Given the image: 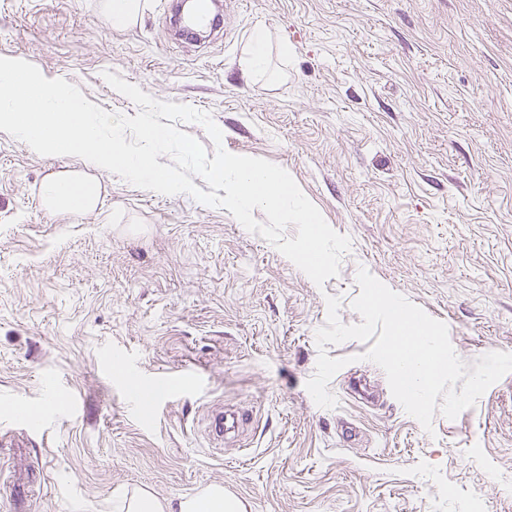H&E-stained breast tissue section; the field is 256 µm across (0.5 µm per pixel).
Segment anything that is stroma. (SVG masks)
I'll use <instances>...</instances> for the list:
<instances>
[{
    "instance_id": "1",
    "label": "stroma",
    "mask_w": 512,
    "mask_h": 512,
    "mask_svg": "<svg viewBox=\"0 0 512 512\" xmlns=\"http://www.w3.org/2000/svg\"><path fill=\"white\" fill-rule=\"evenodd\" d=\"M269 37L266 73L246 63ZM291 51L281 56L279 47ZM0 57L64 79L106 111L138 108L111 72L209 112L230 153L285 169L351 240L315 283L229 210L114 174L100 206L47 212L39 186L84 170L0 131V512H123L222 486L246 512H512V372L424 429L368 343L317 406L306 389L326 298L339 318L367 269L443 321L460 359L512 352V0H231L195 46L169 0L117 29L102 0H0ZM170 380L144 415L128 386ZM253 423L216 449L218 403ZM268 55V36L264 30L257 29L251 35L248 50V65L260 70L264 67Z\"/></svg>"
}]
</instances>
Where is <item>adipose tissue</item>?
I'll return each instance as SVG.
<instances>
[{"instance_id":"obj_1","label":"adipose tissue","mask_w":512,"mask_h":512,"mask_svg":"<svg viewBox=\"0 0 512 512\" xmlns=\"http://www.w3.org/2000/svg\"><path fill=\"white\" fill-rule=\"evenodd\" d=\"M43 207L50 212L76 215L96 209L100 185L96 177L64 172L45 179L39 188ZM127 512H244L241 502L213 486L193 498L159 501L146 491L129 499Z\"/></svg>"}]
</instances>
